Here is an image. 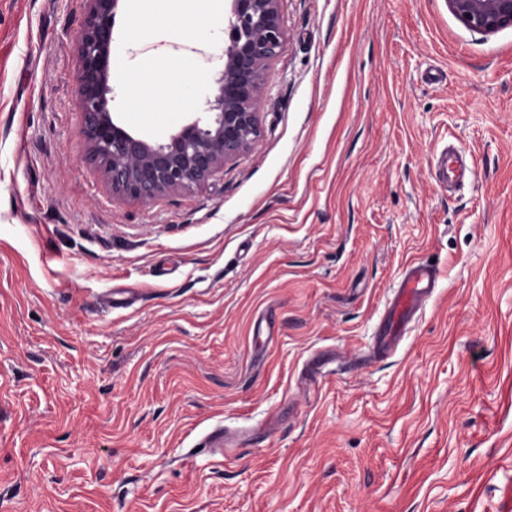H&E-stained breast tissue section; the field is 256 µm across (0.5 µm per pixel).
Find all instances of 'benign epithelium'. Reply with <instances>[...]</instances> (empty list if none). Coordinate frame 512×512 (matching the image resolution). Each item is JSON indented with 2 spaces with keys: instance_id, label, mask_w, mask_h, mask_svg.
Wrapping results in <instances>:
<instances>
[{
  "instance_id": "benign-epithelium-1",
  "label": "benign epithelium",
  "mask_w": 512,
  "mask_h": 512,
  "mask_svg": "<svg viewBox=\"0 0 512 512\" xmlns=\"http://www.w3.org/2000/svg\"><path fill=\"white\" fill-rule=\"evenodd\" d=\"M86 2L76 92L90 158L102 167L113 194L149 202L191 190L257 145L256 106L285 38L279 0H226L223 66L211 77L207 120L187 123L164 143H151L114 121L111 49L122 0ZM448 8L472 31L512 27V0H448Z\"/></svg>"
}]
</instances>
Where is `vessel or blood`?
Segmentation results:
<instances>
[{
    "mask_svg": "<svg viewBox=\"0 0 512 512\" xmlns=\"http://www.w3.org/2000/svg\"><path fill=\"white\" fill-rule=\"evenodd\" d=\"M467 170L466 156L454 146L450 145L442 150L437 163V178L440 184L451 189L458 187L464 180ZM436 284L437 269L433 264L412 261L405 266L376 333L374 350L377 354H390L419 311L422 302L433 294Z\"/></svg>",
    "mask_w": 512,
    "mask_h": 512,
    "instance_id": "1",
    "label": "vessel or blood"
}]
</instances>
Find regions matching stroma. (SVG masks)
Instances as JSON below:
<instances>
[{"mask_svg":"<svg viewBox=\"0 0 512 512\" xmlns=\"http://www.w3.org/2000/svg\"><path fill=\"white\" fill-rule=\"evenodd\" d=\"M86 10L0 0V512H512V28L447 0H280L258 146L143 203L87 158ZM132 23L126 73L222 66L223 9ZM154 108L115 83L151 141L205 99ZM414 259L436 292L376 358ZM219 426L240 437L215 453ZM468 170L467 158L453 145L448 144L437 163V178L440 184L448 186V191L458 187Z\"/></svg>","mask_w":512,"mask_h":512,"instance_id":"obj_1","label":"stroma"}]
</instances>
